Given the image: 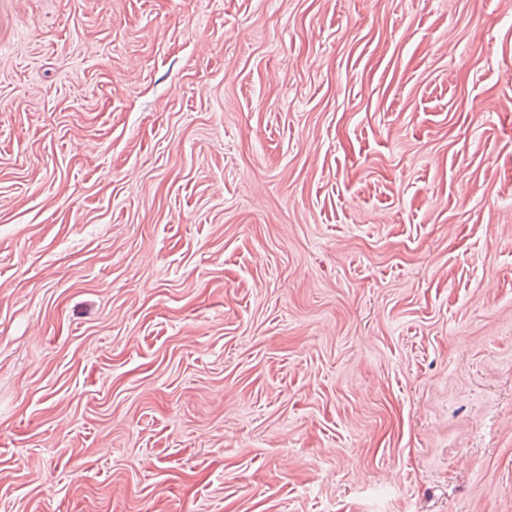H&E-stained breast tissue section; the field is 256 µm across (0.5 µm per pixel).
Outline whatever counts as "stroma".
Instances as JSON below:
<instances>
[{
    "instance_id": "stroma-1",
    "label": "stroma",
    "mask_w": 512,
    "mask_h": 512,
    "mask_svg": "<svg viewBox=\"0 0 512 512\" xmlns=\"http://www.w3.org/2000/svg\"><path fill=\"white\" fill-rule=\"evenodd\" d=\"M0 512H512V0H0Z\"/></svg>"
}]
</instances>
